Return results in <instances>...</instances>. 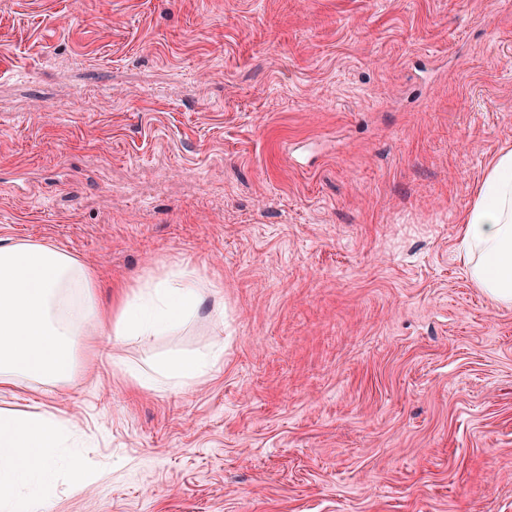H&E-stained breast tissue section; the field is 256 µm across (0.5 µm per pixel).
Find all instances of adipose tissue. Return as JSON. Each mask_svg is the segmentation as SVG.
I'll return each mask as SVG.
<instances>
[{
    "instance_id": "adipose-tissue-1",
    "label": "adipose tissue",
    "mask_w": 512,
    "mask_h": 512,
    "mask_svg": "<svg viewBox=\"0 0 512 512\" xmlns=\"http://www.w3.org/2000/svg\"><path fill=\"white\" fill-rule=\"evenodd\" d=\"M460 234L473 285L512 307L511 148L501 149L475 184ZM211 294L192 273L172 271L139 285L112 312L88 268L68 252L25 241L0 245V391L24 401L0 409V512H40L55 486L58 450L77 435L53 409L26 404L32 385L67 384L76 349L99 330L147 343L189 324ZM220 360L217 353L154 358L137 380L148 388L188 386Z\"/></svg>"
}]
</instances>
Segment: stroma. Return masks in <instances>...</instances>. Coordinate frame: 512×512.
Returning <instances> with one entry per match:
<instances>
[{
  "label": "stroma",
  "instance_id": "obj_1",
  "mask_svg": "<svg viewBox=\"0 0 512 512\" xmlns=\"http://www.w3.org/2000/svg\"><path fill=\"white\" fill-rule=\"evenodd\" d=\"M504 147L512 0H0V241L224 309L33 391L99 472L44 512H512V308L459 260ZM224 355L223 347L213 354L193 357L167 356L151 359L135 378L142 387H154L160 382L170 386H189L211 372Z\"/></svg>",
  "mask_w": 512,
  "mask_h": 512
}]
</instances>
